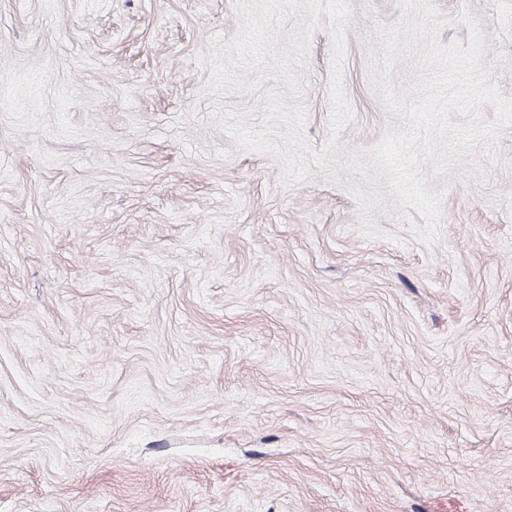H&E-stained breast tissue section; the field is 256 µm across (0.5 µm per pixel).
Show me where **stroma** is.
Segmentation results:
<instances>
[{
	"label": "stroma",
	"instance_id": "1",
	"mask_svg": "<svg viewBox=\"0 0 512 512\" xmlns=\"http://www.w3.org/2000/svg\"><path fill=\"white\" fill-rule=\"evenodd\" d=\"M512 101V0H431ZM314 29L292 95L214 91L235 0H0V512H512V125L451 169L428 245L386 178L243 150L266 90L316 152L404 121L399 0Z\"/></svg>",
	"mask_w": 512,
	"mask_h": 512
}]
</instances>
